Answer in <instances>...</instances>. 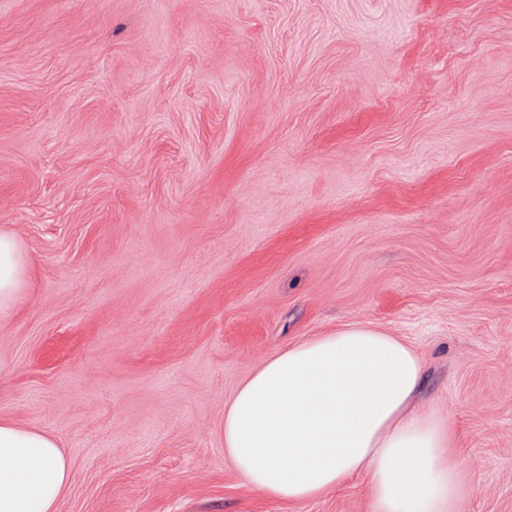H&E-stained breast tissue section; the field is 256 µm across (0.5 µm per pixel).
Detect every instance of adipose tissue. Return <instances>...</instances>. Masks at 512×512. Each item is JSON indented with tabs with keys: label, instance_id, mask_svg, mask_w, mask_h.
<instances>
[{
	"label": "adipose tissue",
	"instance_id": "adipose-tissue-1",
	"mask_svg": "<svg viewBox=\"0 0 512 512\" xmlns=\"http://www.w3.org/2000/svg\"><path fill=\"white\" fill-rule=\"evenodd\" d=\"M22 242L0 228V319L29 282ZM424 365L401 337L363 324L294 343L224 407V452L252 487L288 502L365 477L372 512H462L473 490L445 418L411 405ZM72 481L54 438L0 420V512H54Z\"/></svg>",
	"mask_w": 512,
	"mask_h": 512
}]
</instances>
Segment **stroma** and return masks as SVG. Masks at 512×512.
Instances as JSON below:
<instances>
[{
    "instance_id": "obj_1",
    "label": "stroma",
    "mask_w": 512,
    "mask_h": 512,
    "mask_svg": "<svg viewBox=\"0 0 512 512\" xmlns=\"http://www.w3.org/2000/svg\"><path fill=\"white\" fill-rule=\"evenodd\" d=\"M0 420L56 512H371L246 485L224 406L345 324L404 338L417 412L512 512V0H0ZM30 258L22 242L0 228V320L8 318L27 291ZM71 481L50 434L0 420V512H55Z\"/></svg>"
}]
</instances>
